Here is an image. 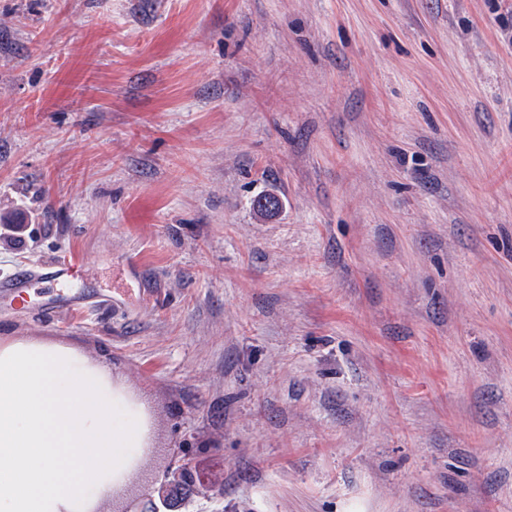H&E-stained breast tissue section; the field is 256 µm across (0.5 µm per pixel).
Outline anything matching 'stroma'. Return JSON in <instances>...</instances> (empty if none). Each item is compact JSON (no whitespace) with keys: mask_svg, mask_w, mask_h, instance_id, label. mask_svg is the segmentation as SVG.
<instances>
[{"mask_svg":"<svg viewBox=\"0 0 512 512\" xmlns=\"http://www.w3.org/2000/svg\"><path fill=\"white\" fill-rule=\"evenodd\" d=\"M72 255L0 344L151 403L99 512H512V0H0V275Z\"/></svg>","mask_w":512,"mask_h":512,"instance_id":"35a3bbf8","label":"stroma"}]
</instances>
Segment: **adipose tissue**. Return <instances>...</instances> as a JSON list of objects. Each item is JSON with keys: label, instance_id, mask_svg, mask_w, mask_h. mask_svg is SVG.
I'll list each match as a JSON object with an SVG mask.
<instances>
[{"label": "adipose tissue", "instance_id": "adipose-tissue-1", "mask_svg": "<svg viewBox=\"0 0 512 512\" xmlns=\"http://www.w3.org/2000/svg\"><path fill=\"white\" fill-rule=\"evenodd\" d=\"M152 451L147 404L74 350L0 347V512H97Z\"/></svg>", "mask_w": 512, "mask_h": 512}]
</instances>
